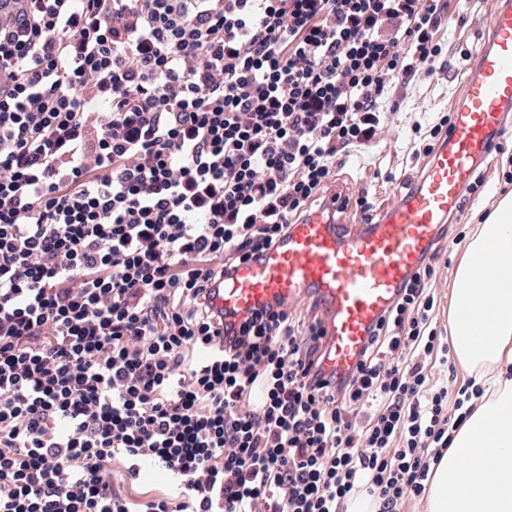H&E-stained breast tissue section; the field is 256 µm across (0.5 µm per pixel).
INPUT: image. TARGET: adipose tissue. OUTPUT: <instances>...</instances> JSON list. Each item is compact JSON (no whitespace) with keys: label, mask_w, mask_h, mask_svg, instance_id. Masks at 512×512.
I'll list each match as a JSON object with an SVG mask.
<instances>
[{"label":"adipose tissue","mask_w":512,"mask_h":512,"mask_svg":"<svg viewBox=\"0 0 512 512\" xmlns=\"http://www.w3.org/2000/svg\"><path fill=\"white\" fill-rule=\"evenodd\" d=\"M448 340L483 395L432 462L424 512H512V193L455 268Z\"/></svg>","instance_id":"1"}]
</instances>
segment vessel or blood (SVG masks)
<instances>
[{
    "mask_svg": "<svg viewBox=\"0 0 512 512\" xmlns=\"http://www.w3.org/2000/svg\"><path fill=\"white\" fill-rule=\"evenodd\" d=\"M469 69L425 169L400 200L347 233L337 219L345 196L333 193L225 280L215 300L225 329L253 311L312 295L323 308L325 370L354 369L370 329L429 260L443 225L460 211L478 167L495 156L512 119V0H497Z\"/></svg>",
    "mask_w": 512,
    "mask_h": 512,
    "instance_id": "1",
    "label": "vessel or blood"
}]
</instances>
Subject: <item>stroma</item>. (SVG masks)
<instances>
[{"instance_id": "obj_1", "label": "stroma", "mask_w": 512, "mask_h": 512, "mask_svg": "<svg viewBox=\"0 0 512 512\" xmlns=\"http://www.w3.org/2000/svg\"><path fill=\"white\" fill-rule=\"evenodd\" d=\"M447 3L436 40L452 52L472 49L495 8V0H447ZM464 79L465 74L461 71L439 76L419 73L401 98L398 111L389 115L388 126L376 142L366 148L349 149L337 161L336 170L326 185L327 191L343 188L346 196L353 200L359 195H367L377 211L397 203L427 162L421 153L422 133L450 112ZM417 126L422 129L418 135L413 132ZM479 175L484 185L470 195L455 221V231L471 233L493 204L503 194L512 192V126L505 130L495 159L482 166ZM438 249L434 319L438 331L444 333L448 330L454 269L462 247L448 238Z\"/></svg>"}]
</instances>
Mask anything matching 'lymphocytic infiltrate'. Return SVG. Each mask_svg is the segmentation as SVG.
<instances>
[{
	"instance_id": "1",
	"label": "lymphocytic infiltrate",
	"mask_w": 512,
	"mask_h": 512,
	"mask_svg": "<svg viewBox=\"0 0 512 512\" xmlns=\"http://www.w3.org/2000/svg\"><path fill=\"white\" fill-rule=\"evenodd\" d=\"M443 0H23L0 25V512H378L424 496L480 387L434 382V266L355 369L213 290L370 145ZM132 488L129 490L130 502L138 505H131V510H140L142 502L158 491L165 490L169 486V478L153 468H142L140 476L132 482ZM144 492H149L142 495Z\"/></svg>"
}]
</instances>
